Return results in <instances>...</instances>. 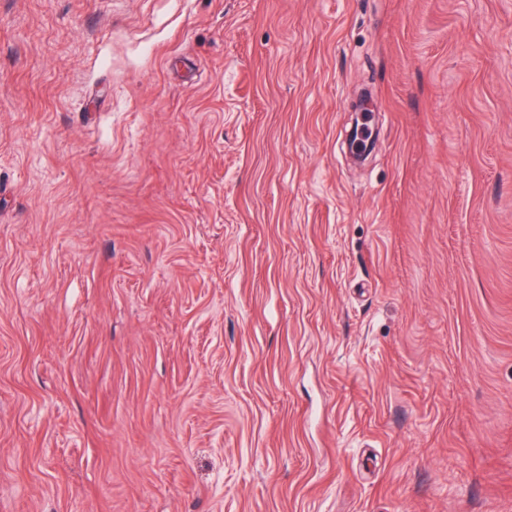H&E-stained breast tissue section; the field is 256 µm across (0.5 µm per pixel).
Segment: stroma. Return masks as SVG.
Here are the masks:
<instances>
[{
	"label": "stroma",
	"instance_id": "stroma-1",
	"mask_svg": "<svg viewBox=\"0 0 512 512\" xmlns=\"http://www.w3.org/2000/svg\"><path fill=\"white\" fill-rule=\"evenodd\" d=\"M0 512H512V0H0Z\"/></svg>",
	"mask_w": 512,
	"mask_h": 512
}]
</instances>
